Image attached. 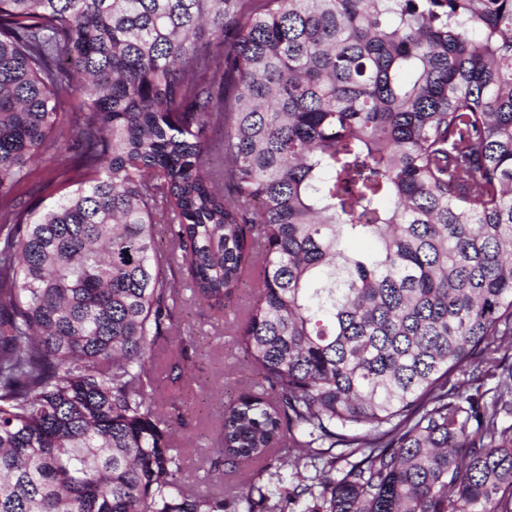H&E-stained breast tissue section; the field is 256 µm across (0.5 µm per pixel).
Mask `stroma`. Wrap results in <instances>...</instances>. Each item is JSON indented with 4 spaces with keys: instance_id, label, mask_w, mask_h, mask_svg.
<instances>
[{
    "instance_id": "1",
    "label": "stroma",
    "mask_w": 512,
    "mask_h": 512,
    "mask_svg": "<svg viewBox=\"0 0 512 512\" xmlns=\"http://www.w3.org/2000/svg\"><path fill=\"white\" fill-rule=\"evenodd\" d=\"M69 158L65 151L55 161L33 164L27 181L15 190L18 202L32 208L57 200L59 191L49 188L48 183ZM256 287L252 278H245L237 296L220 312L184 294L177 329L192 343L187 359L181 362L189 380L176 383L165 376L160 379L161 402L173 400L179 408L178 416L169 418L168 424L183 457V475L203 492L212 489L215 482L210 464L218 458L225 404L257 390L260 383L257 370L237 343V328L254 300Z\"/></svg>"
}]
</instances>
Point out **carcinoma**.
Returning a JSON list of instances; mask_svg holds the SVG:
<instances>
[{
    "label": "carcinoma",
    "mask_w": 512,
    "mask_h": 512,
    "mask_svg": "<svg viewBox=\"0 0 512 512\" xmlns=\"http://www.w3.org/2000/svg\"><path fill=\"white\" fill-rule=\"evenodd\" d=\"M178 250L219 312L257 273L220 455L268 481L230 500L157 397ZM507 336L512 0H0V512H512ZM70 156V152L63 151L57 155L54 162L42 161L33 164L27 181L15 190L18 202L33 208L36 205H47L57 200L64 191L46 188V185L54 177L55 170L68 163Z\"/></svg>",
    "instance_id": "1"
}]
</instances>
